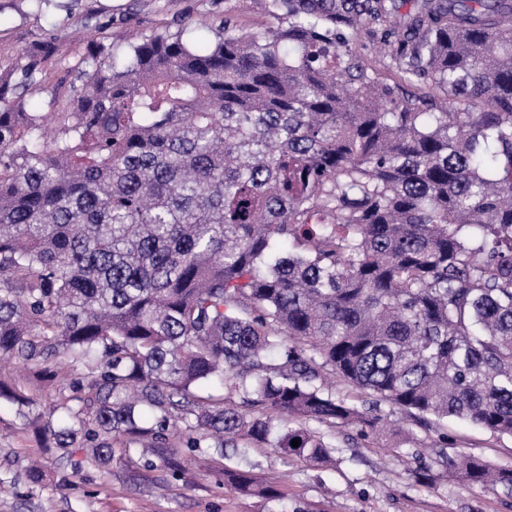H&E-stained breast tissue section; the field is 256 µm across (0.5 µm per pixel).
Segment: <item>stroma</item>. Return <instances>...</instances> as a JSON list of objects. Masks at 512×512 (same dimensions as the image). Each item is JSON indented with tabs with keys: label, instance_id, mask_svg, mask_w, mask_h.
Here are the masks:
<instances>
[{
	"label": "stroma",
	"instance_id": "stroma-1",
	"mask_svg": "<svg viewBox=\"0 0 512 512\" xmlns=\"http://www.w3.org/2000/svg\"><path fill=\"white\" fill-rule=\"evenodd\" d=\"M257 31L270 18L253 0H0V63L36 57L42 81L32 99L47 105L54 93L79 84V62L92 42L111 40L121 51L129 38L169 29L185 38L210 40L224 18ZM54 39L51 58L38 54L42 39ZM384 447L358 439L355 429L326 431L336 444L334 461L318 464L286 459L268 447L250 448L244 461L282 495L266 502L238 495L224 484L226 458L208 448L183 450L181 466L144 463L138 449L115 444L109 468L84 463L80 472L61 466L39 448L0 404V512H512V496L477 485L440 480L418 483L413 475L415 439L433 442L435 432L397 413ZM448 454L480 457L512 467V439L466 423L449 422ZM41 461L43 483L26 478L31 461Z\"/></svg>",
	"mask_w": 512,
	"mask_h": 512
}]
</instances>
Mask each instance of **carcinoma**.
I'll use <instances>...</instances> for the list:
<instances>
[{
	"mask_svg": "<svg viewBox=\"0 0 512 512\" xmlns=\"http://www.w3.org/2000/svg\"><path fill=\"white\" fill-rule=\"evenodd\" d=\"M258 2L277 24L97 43L59 112L25 99L34 65L0 70V358L79 375L0 399L101 468L118 441L175 469L180 448L331 460L296 419L512 438V0ZM436 464L512 495L511 467Z\"/></svg>",
	"mask_w": 512,
	"mask_h": 512,
	"instance_id": "obj_1",
	"label": "carcinoma"
}]
</instances>
